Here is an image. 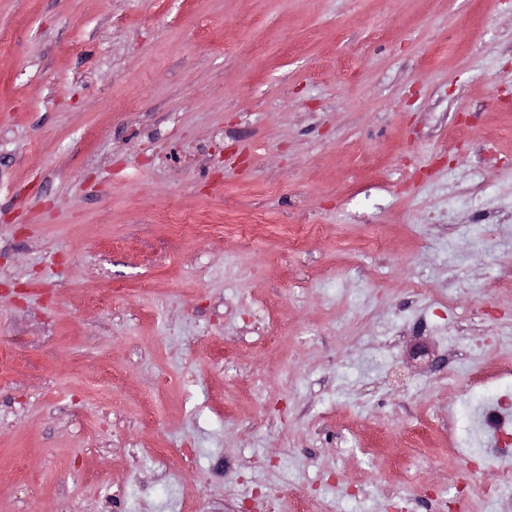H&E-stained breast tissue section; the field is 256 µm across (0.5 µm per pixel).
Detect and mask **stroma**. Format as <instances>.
I'll return each instance as SVG.
<instances>
[{
    "instance_id": "35a3bbf8",
    "label": "stroma",
    "mask_w": 512,
    "mask_h": 512,
    "mask_svg": "<svg viewBox=\"0 0 512 512\" xmlns=\"http://www.w3.org/2000/svg\"><path fill=\"white\" fill-rule=\"evenodd\" d=\"M510 93L512 0H0V512H512ZM511 377L505 372L499 380L487 385L481 396L488 395L477 411L483 428L491 436V449L486 453L512 457V394L510 384L501 382Z\"/></svg>"
}]
</instances>
